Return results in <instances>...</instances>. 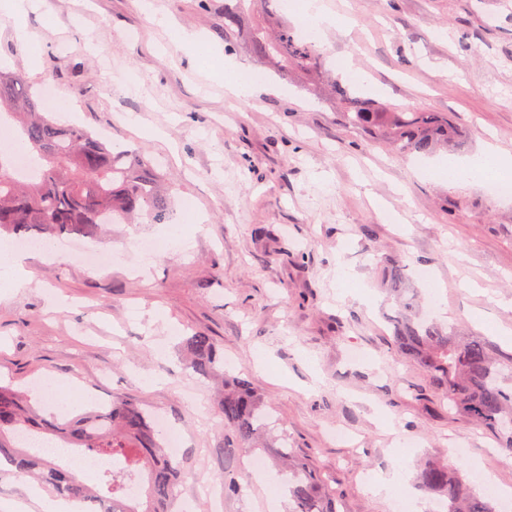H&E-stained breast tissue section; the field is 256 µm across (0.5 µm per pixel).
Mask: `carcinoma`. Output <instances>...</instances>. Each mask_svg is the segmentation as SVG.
Here are the masks:
<instances>
[{
  "label": "carcinoma",
  "instance_id": "1",
  "mask_svg": "<svg viewBox=\"0 0 512 512\" xmlns=\"http://www.w3.org/2000/svg\"><path fill=\"white\" fill-rule=\"evenodd\" d=\"M224 36L270 70L303 75L318 98H339L344 123L392 144L403 155L460 149L444 114L411 111L351 93L329 68L327 56L277 11L275 0H224ZM3 114L18 124L21 146L37 164V173L20 180L10 159L0 154V235L17 241L37 235L96 237L107 225L129 224L138 216L155 224L170 218L164 175L150 160L83 128L56 122L22 77L1 70ZM385 281L397 295L407 288L404 269L395 263L388 267ZM399 305L392 331L398 349L420 365L431 387L448 403V411L494 432L512 454V356H499L485 337L460 336L452 324L421 318L412 301ZM185 348L187 366L196 374L224 366V353L206 334L187 337ZM218 409L228 430L225 441L250 447L265 417L263 402L250 383L224 373ZM24 432L47 434L62 448L110 456L119 467L101 472L89 484L69 467L22 449L16 436ZM265 451L288 473V512H336V496L320 473L274 439ZM0 458L34 474L57 494L103 505L106 512H175V492L186 478L181 461L166 453L150 415L131 400H117L61 431L35 419L22 395L0 387ZM136 479L147 482L142 504L127 497V485ZM417 482L421 491L447 504V512H497L493 500L475 493L460 470L446 462L423 464ZM242 489L237 470L224 469V493L238 495Z\"/></svg>",
  "mask_w": 512,
  "mask_h": 512
}]
</instances>
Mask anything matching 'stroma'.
Wrapping results in <instances>:
<instances>
[{"label": "stroma", "mask_w": 512, "mask_h": 512, "mask_svg": "<svg viewBox=\"0 0 512 512\" xmlns=\"http://www.w3.org/2000/svg\"><path fill=\"white\" fill-rule=\"evenodd\" d=\"M347 16L323 34L329 57L367 74L358 95L449 115L465 145L512 158V0H326ZM196 32L210 55L175 33ZM31 63L0 16V60L37 89L71 100L64 119L143 149L203 224L186 247L140 254L165 224H115L87 247H122L104 272L71 251L28 250L31 281L0 300V385L27 394L53 376L84 392L59 423L120 399L162 413L187 434L182 487L190 512H267L271 491L224 478L218 384L182 367L192 333L212 336L229 372L246 378L281 440L335 489L339 512H396L368 494L371 475L424 459L512 489V457L495 433L449 412L391 336L398 306L384 285L405 267L424 312L512 354V196L488 185L429 179L346 125L303 78L266 73L243 103L224 62L255 68L224 38V0H35ZM343 430L348 442L333 439Z\"/></svg>", "instance_id": "stroma-1"}]
</instances>
